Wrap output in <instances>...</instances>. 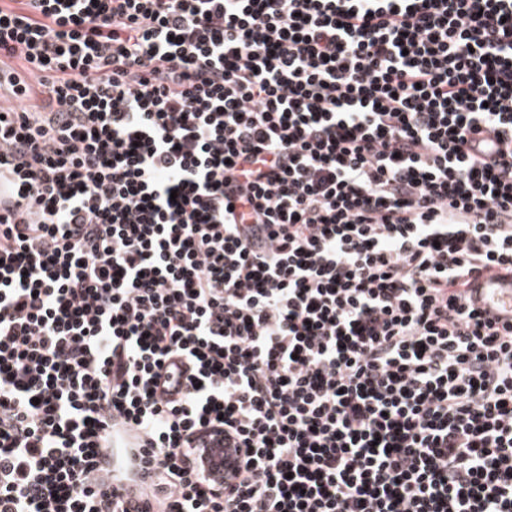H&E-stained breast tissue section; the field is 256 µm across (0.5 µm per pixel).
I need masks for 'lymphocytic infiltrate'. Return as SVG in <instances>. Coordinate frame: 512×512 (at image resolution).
Instances as JSON below:
<instances>
[{"label":"lymphocytic infiltrate","mask_w":512,"mask_h":512,"mask_svg":"<svg viewBox=\"0 0 512 512\" xmlns=\"http://www.w3.org/2000/svg\"><path fill=\"white\" fill-rule=\"evenodd\" d=\"M2 57L0 512H512V0H0ZM471 288L477 306L502 321L512 322V272L486 274L473 281ZM201 447L200 465L205 474L211 479L225 481L231 475L236 466L237 454L234 448H225L223 440H211L207 438L205 444L196 445Z\"/></svg>","instance_id":"lymphocytic-infiltrate-1"}]
</instances>
